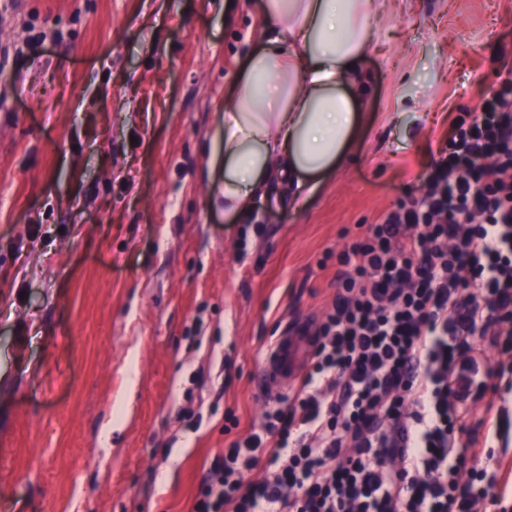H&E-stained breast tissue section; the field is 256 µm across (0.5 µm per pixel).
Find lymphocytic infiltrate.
I'll return each instance as SVG.
<instances>
[{"mask_svg":"<svg viewBox=\"0 0 512 512\" xmlns=\"http://www.w3.org/2000/svg\"><path fill=\"white\" fill-rule=\"evenodd\" d=\"M459 127L424 194L337 256L306 371L217 455L194 512H476L512 488V78ZM486 399L472 419L453 378ZM496 459L495 471L483 467Z\"/></svg>","mask_w":512,"mask_h":512,"instance_id":"1","label":"lymphocytic infiltrate"}]
</instances>
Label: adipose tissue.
<instances>
[{
    "mask_svg": "<svg viewBox=\"0 0 512 512\" xmlns=\"http://www.w3.org/2000/svg\"><path fill=\"white\" fill-rule=\"evenodd\" d=\"M390 0H263L271 35L224 105V211L297 204L333 172L364 121L370 28Z\"/></svg>",
    "mask_w": 512,
    "mask_h": 512,
    "instance_id": "1",
    "label": "adipose tissue"
}]
</instances>
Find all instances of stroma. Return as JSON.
<instances>
[{"label": "stroma", "mask_w": 512, "mask_h": 512, "mask_svg": "<svg viewBox=\"0 0 512 512\" xmlns=\"http://www.w3.org/2000/svg\"><path fill=\"white\" fill-rule=\"evenodd\" d=\"M258 2L0 0V512H191L269 407L271 337L512 64V0H399L336 173L242 222L208 171Z\"/></svg>", "instance_id": "35a3bbf8"}]
</instances>
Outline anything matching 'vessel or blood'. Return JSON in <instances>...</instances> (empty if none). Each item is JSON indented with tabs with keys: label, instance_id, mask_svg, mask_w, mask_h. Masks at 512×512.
<instances>
[{
	"label": "vessel or blood",
	"instance_id": "b4317fda",
	"mask_svg": "<svg viewBox=\"0 0 512 512\" xmlns=\"http://www.w3.org/2000/svg\"><path fill=\"white\" fill-rule=\"evenodd\" d=\"M310 320L284 326L270 342L260 371L261 388L265 394L288 392L305 368L313 349Z\"/></svg>",
	"mask_w": 512,
	"mask_h": 512
}]
</instances>
